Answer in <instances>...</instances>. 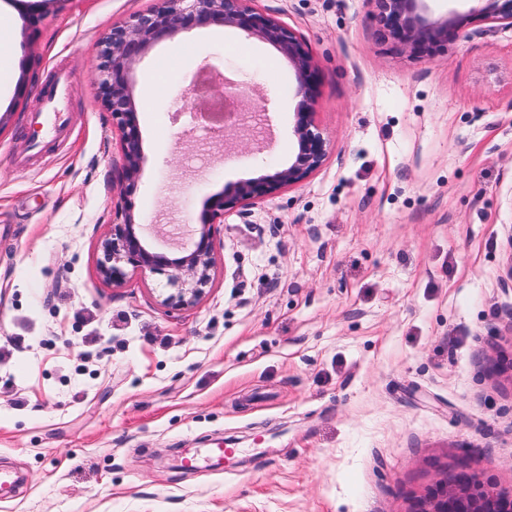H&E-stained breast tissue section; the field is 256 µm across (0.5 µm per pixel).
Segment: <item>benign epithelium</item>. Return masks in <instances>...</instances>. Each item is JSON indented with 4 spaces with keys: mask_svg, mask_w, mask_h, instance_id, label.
I'll return each instance as SVG.
<instances>
[{
    "mask_svg": "<svg viewBox=\"0 0 512 512\" xmlns=\"http://www.w3.org/2000/svg\"><path fill=\"white\" fill-rule=\"evenodd\" d=\"M159 5L140 11L124 22L112 25L99 50L97 79L105 109L112 115L122 134L121 194L130 192L140 180L144 163L133 71L156 42L172 38L195 27L216 26L236 29L247 38L273 46L293 66L296 96L299 98L292 135L295 151L288 163L247 180L228 183L201 214L194 229L192 245L171 257L152 248L143 235V223L127 206L116 212V222L101 241V275L115 281L123 275L120 264L134 269L167 275L170 293L163 303L180 310L199 300L210 283L215 262V225L224 223V211L240 207L248 217V206L273 191L306 179L324 163L326 141L316 121L317 64L301 37L270 15L254 12L249 0H158ZM379 19L395 46L413 56H420L448 44L464 27L460 17L446 15L431 18L425 14V0H375ZM478 15L512 28V0H485ZM222 102L226 115L224 126L213 129L219 139L234 131L252 135V128L242 112L247 92L225 90L219 76L203 89V99L189 109L196 121L207 111V102ZM487 484L468 473L462 484H446L430 498V508L423 512H489Z\"/></svg>",
    "mask_w": 512,
    "mask_h": 512,
    "instance_id": "1",
    "label": "benign epithelium"
}]
</instances>
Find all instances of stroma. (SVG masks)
I'll return each instance as SVG.
<instances>
[{"mask_svg":"<svg viewBox=\"0 0 512 512\" xmlns=\"http://www.w3.org/2000/svg\"><path fill=\"white\" fill-rule=\"evenodd\" d=\"M0 104V512H418L461 457L512 494V29L473 21L431 56L370 0H250L320 73V169L225 211L212 279L98 269L126 200L147 239L229 182L287 163L296 77L272 46L197 28L137 68L144 170L95 80L101 39L155 0H18ZM272 102L271 143L219 141L152 91L202 67ZM68 133L32 138L61 76ZM235 442L236 462L210 451ZM179 456L195 457L179 468Z\"/></svg>","mask_w":512,"mask_h":512,"instance_id":"35a3bbf8","label":"stroma"}]
</instances>
